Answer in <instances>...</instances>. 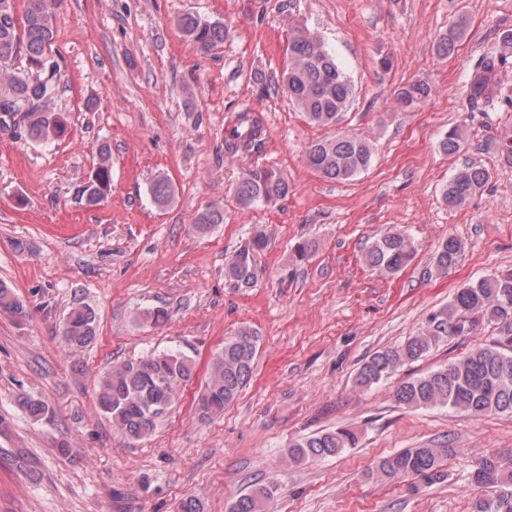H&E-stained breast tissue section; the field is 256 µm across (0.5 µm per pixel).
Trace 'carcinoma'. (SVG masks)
<instances>
[{
	"label": "carcinoma",
	"instance_id": "carcinoma-1",
	"mask_svg": "<svg viewBox=\"0 0 512 512\" xmlns=\"http://www.w3.org/2000/svg\"><path fill=\"white\" fill-rule=\"evenodd\" d=\"M23 23L16 18L15 0H0V130L18 131L25 138L51 143L66 131L62 115L55 109L58 94V66L50 56L53 40V17L61 0H26ZM184 35L202 51L224 43L229 28L221 22L204 20L186 14L178 20ZM464 31L458 22L443 35L436 46L441 56L453 54ZM288 68L277 80L289 100L312 124L325 126L336 122L351 100L349 76L336 60L334 52L323 39L307 28L292 32ZM23 53L34 76H21L12 71L17 55ZM507 53L492 52L476 65L467 82V96L488 106H512V92L500 86L497 74L508 64ZM431 86L415 81L402 86L397 103L412 108L426 100ZM264 135L261 113L244 107L235 111L225 129L224 144L234 153L252 156L259 152ZM462 131L454 127L440 142L447 154H456L464 147ZM504 162L512 165V129L506 128L495 141ZM373 147L369 140L350 135H336L318 140L308 149L306 162L321 175L349 181L366 171L372 163ZM111 156L104 146L98 149L96 168L77 191L79 201L89 207L99 204L111 187ZM488 181V172L474 165L459 170L442 190L443 201L450 207L463 205ZM159 204H166L173 195L172 184L159 177L150 187ZM288 195V183L275 171H248L234 186V196L243 207L257 202L272 204ZM224 223L218 209L197 214L195 227L207 230ZM267 246V237L259 229L224 264V276L239 288H249L257 278L255 255ZM462 250L454 236L444 240L436 251L435 267L448 272ZM415 243L409 237L390 232L376 240L365 252V264L381 272L401 270L413 257ZM0 312L8 314L20 325L28 320L29 310L13 288L0 281ZM478 314L490 321L512 328V272L482 278L457 289L448 308L434 315L428 328L411 336L397 347L373 353L358 369L356 382L369 388L389 377L408 361L422 357L450 333L462 332ZM95 311L87 306L70 310L62 326V337L69 350L77 351L91 344L97 336ZM258 349L257 332L244 328L224 341V347L212 359L206 385L196 403L203 417L224 413L250 382ZM194 362L178 351L152 352L136 360L111 365L98 379L97 405L112 427L130 441L150 436L161 419L159 408L169 410L181 387L190 381ZM395 398L408 409L449 407L474 415L485 413L512 414V351L496 346L477 348L460 360L409 379L396 390ZM22 409L37 421H50L54 409L30 394L18 397ZM356 442L347 429L328 431L300 438L288 448V457L295 463L322 460L340 454ZM453 449L442 443L434 446L406 448L384 457L377 465L376 475L386 481L413 477L427 484L444 479L443 462ZM471 483L489 491L478 498L473 512H512V464L494 455L482 457L471 472ZM276 494L273 484H255L237 498L230 512H270Z\"/></svg>",
	"mask_w": 512,
	"mask_h": 512
}]
</instances>
